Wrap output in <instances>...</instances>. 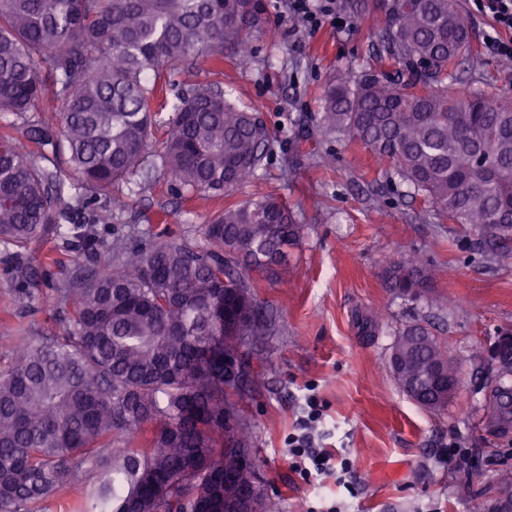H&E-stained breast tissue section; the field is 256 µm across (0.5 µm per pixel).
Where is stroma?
I'll return each mask as SVG.
<instances>
[{"instance_id": "stroma-1", "label": "stroma", "mask_w": 512, "mask_h": 512, "mask_svg": "<svg viewBox=\"0 0 512 512\" xmlns=\"http://www.w3.org/2000/svg\"><path fill=\"white\" fill-rule=\"evenodd\" d=\"M263 3L265 21L249 30L246 49L230 42L220 63L194 58L164 71L167 107L156 116L165 122L169 105L196 85L220 84L227 98L258 113L271 136L262 177L221 195H192L161 170L138 186L68 200L67 211L76 222L91 218L104 264L111 244L198 243L224 206L268 195L284 201L302 226L299 244L287 265L249 274L278 332L241 347L250 382L233 397L272 512L334 500L346 512H474L479 502L496 512L501 480L512 478V421L492 410L502 375L488 350L500 331H512V255H493L460 225L436 218L368 148L322 128L328 83L375 68L384 51L371 18L340 10L312 30L289 14L286 0ZM457 3L472 40L459 65L462 88L512 96V59L485 48L491 19L473 0ZM74 255L55 233L19 254L0 250V369L18 337L67 320L54 307L21 302L17 267L27 266L32 286L50 294L67 280ZM414 256L445 304L407 301L386 288L384 269ZM414 322L429 326L459 362L460 389L442 413L417 405L390 370L391 346ZM309 385L325 406L327 447L354 464L353 490L331 479L307 484L288 464L285 440ZM452 439L471 451L469 472L449 467Z\"/></svg>"}]
</instances>
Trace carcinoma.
I'll use <instances>...</instances> for the list:
<instances>
[{
    "label": "carcinoma",
    "mask_w": 512,
    "mask_h": 512,
    "mask_svg": "<svg viewBox=\"0 0 512 512\" xmlns=\"http://www.w3.org/2000/svg\"><path fill=\"white\" fill-rule=\"evenodd\" d=\"M384 13V69L336 80L321 125L369 148L435 215L494 251L512 243V97L458 89L456 66L470 32L455 0H376ZM265 15L262 0H0V245L23 249L55 228L66 200L146 181L166 170L187 191L220 192L259 177L270 135L254 112L199 85L169 118L164 148L150 154V73L197 52L223 57ZM57 103L56 127L30 119ZM64 151L74 177L46 164ZM204 244L172 240L118 246L112 266L77 264L52 297L72 307L67 324L21 336L0 370V512H40L91 471L80 512H224L248 500L269 512L252 477L249 432L229 396L243 364L224 369L255 336L277 326L237 264L285 263L301 225L280 199L224 207L202 227ZM410 301L428 296L413 259L385 271ZM407 379L420 407L433 402V364L457 377L456 360L421 324ZM512 417V387L496 388Z\"/></svg>",
    "instance_id": "cac0c4a2"
}]
</instances>
